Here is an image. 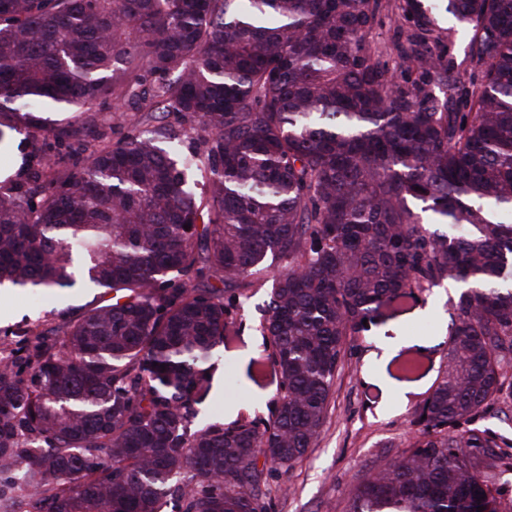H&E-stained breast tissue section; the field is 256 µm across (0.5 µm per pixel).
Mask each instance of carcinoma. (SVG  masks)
<instances>
[{
    "label": "carcinoma",
    "instance_id": "cac0c4a2",
    "mask_svg": "<svg viewBox=\"0 0 512 512\" xmlns=\"http://www.w3.org/2000/svg\"><path fill=\"white\" fill-rule=\"evenodd\" d=\"M385 8L412 23L399 77L367 42ZM447 11L466 83L424 49L441 36L421 0H0V118L34 131L0 184V289L112 294L0 357V512H269L363 320L448 280L412 443L343 512H501L473 454L501 447L474 423L512 397V0ZM112 97L139 101L117 143L41 116ZM50 134L86 163L48 173ZM276 264L277 405L204 422L210 365Z\"/></svg>",
    "mask_w": 512,
    "mask_h": 512
}]
</instances>
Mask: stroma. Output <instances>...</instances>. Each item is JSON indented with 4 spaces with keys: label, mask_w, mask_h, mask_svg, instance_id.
<instances>
[{
    "label": "stroma",
    "mask_w": 512,
    "mask_h": 512,
    "mask_svg": "<svg viewBox=\"0 0 512 512\" xmlns=\"http://www.w3.org/2000/svg\"><path fill=\"white\" fill-rule=\"evenodd\" d=\"M405 26L399 14L382 12L367 40L390 69L399 59L392 43ZM265 298L257 292L241 313L238 334L225 337L216 362L213 388L201 413L213 420L240 415L268 417L277 404L280 376L269 360L258 310ZM94 299L83 290L63 298H34L15 290L0 294V345L9 347L27 323L53 324V310L80 314ZM448 286L404 299L375 316L358 336L336 381L325 425L305 460L289 474L273 479L271 512H342L356 478L384 467L408 448L414 408L430 393L448 349ZM417 362L414 373L399 369L402 360Z\"/></svg>",
    "instance_id": "stroma-1"
}]
</instances>
